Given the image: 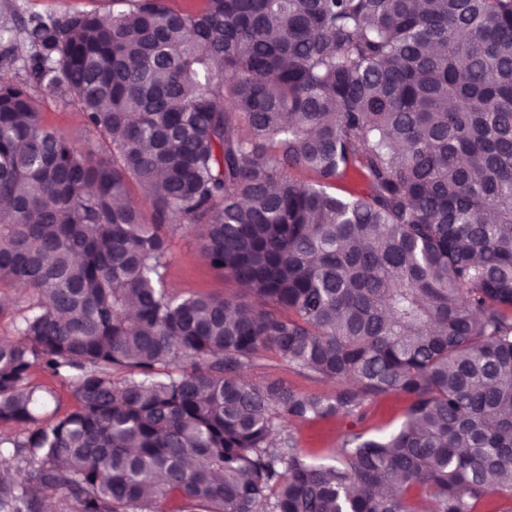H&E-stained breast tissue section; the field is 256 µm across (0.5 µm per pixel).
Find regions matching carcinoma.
Wrapping results in <instances>:
<instances>
[{
    "label": "carcinoma",
    "instance_id": "cac0c4a2",
    "mask_svg": "<svg viewBox=\"0 0 512 512\" xmlns=\"http://www.w3.org/2000/svg\"><path fill=\"white\" fill-rule=\"evenodd\" d=\"M112 2L0 26V512H512V0ZM185 225L250 300L168 292ZM35 365L76 398L43 423ZM390 394L337 465L284 426ZM38 107L43 120L50 127L69 133L78 140L96 139L94 134L84 131L82 114L79 112L77 105L71 102L69 98H39ZM6 296L9 298V304L12 307V314L0 317V339L15 340L18 339L15 331L16 321L23 313L22 307L26 306L29 301L26 293L22 294L13 288H3L0 290V297ZM245 376L257 384L277 380L300 391L327 395L336 394L338 387L335 383L318 381L292 371L288 366L282 364L273 353H265L253 366L246 369Z\"/></svg>",
    "mask_w": 512,
    "mask_h": 512
}]
</instances>
